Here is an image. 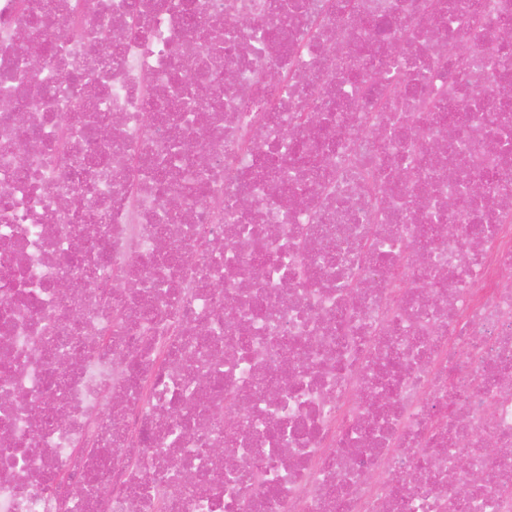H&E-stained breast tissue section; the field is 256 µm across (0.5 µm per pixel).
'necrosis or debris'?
Returning a JSON list of instances; mask_svg holds the SVG:
<instances>
[{"label":"necrosis or debris","mask_w":512,"mask_h":512,"mask_svg":"<svg viewBox=\"0 0 512 512\" xmlns=\"http://www.w3.org/2000/svg\"><path fill=\"white\" fill-rule=\"evenodd\" d=\"M510 29L0 0V512H512Z\"/></svg>","instance_id":"1"}]
</instances>
